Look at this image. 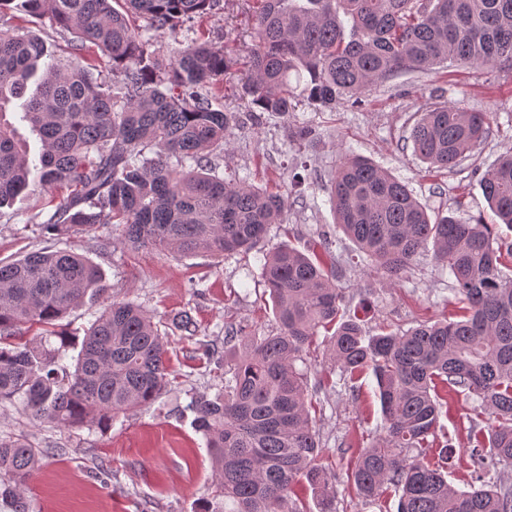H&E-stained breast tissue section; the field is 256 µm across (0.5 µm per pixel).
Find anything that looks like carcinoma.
Segmentation results:
<instances>
[{"instance_id": "obj_1", "label": "carcinoma", "mask_w": 512, "mask_h": 512, "mask_svg": "<svg viewBox=\"0 0 512 512\" xmlns=\"http://www.w3.org/2000/svg\"><path fill=\"white\" fill-rule=\"evenodd\" d=\"M124 2V11L112 3ZM223 0H0V14L47 20L69 34L61 62L25 30L0 35V113L22 101V121L41 143L36 160L0 121V205L26 190L36 172L44 190L67 191L42 231L57 238L111 225L124 244L163 253L222 258L250 252L283 222L285 197L215 174L237 114L216 108L205 88L233 60L224 46L193 43L172 57L151 50L144 33H174L224 8ZM257 41L246 60L242 97L258 123L294 110L289 77L303 78L309 104L332 108L406 71L512 67V0H258ZM145 22L132 25L134 19ZM105 52L103 73L80 65ZM490 113L439 102L419 114L408 141L430 169L451 171L483 141ZM483 194L512 228V152L480 177ZM336 227L389 281L433 247L453 278L460 312L408 330L368 336L344 317L336 273L290 246L258 257L279 331L244 336L227 327L224 346L239 353L224 370V390L189 408L208 442L224 498L234 512H303L288 493L304 479L333 512L336 484L317 464L321 443L310 415L305 375L296 363L325 332L340 379L354 390L373 371L384 431L359 449L350 473L357 495H399L398 512H512V485L461 491L439 463L404 451L434 447L447 395L475 396L493 424L472 426L469 455L477 480L512 463V274L490 224L454 213L430 216L408 186L369 159L342 158L330 179ZM107 300L75 342L56 323L87 294ZM47 328L36 343H15L26 325ZM60 340L55 347L51 338ZM76 351L74 370L65 352ZM169 383L168 350L139 305L114 302L100 269L69 250L32 251L0 262V403L63 428L112 426L151 405ZM40 453L0 438V498L28 512L27 485Z\"/></svg>"}]
</instances>
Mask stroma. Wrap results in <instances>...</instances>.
<instances>
[{"instance_id": "35a3bbf8", "label": "stroma", "mask_w": 512, "mask_h": 512, "mask_svg": "<svg viewBox=\"0 0 512 512\" xmlns=\"http://www.w3.org/2000/svg\"><path fill=\"white\" fill-rule=\"evenodd\" d=\"M23 27L61 55L66 37L49 21L21 13L0 19V33ZM255 17L246 0H224L215 14L186 25L176 34L150 32L153 50L171 56L187 44L207 39L223 45L231 56L244 57L254 40ZM237 77H226L217 102L241 113L239 126L218 160L225 179L267 187L288 198L283 223L271 225L266 246L287 243L309 252L329 239L326 263L337 272L345 296L346 316L364 330H406L425 320L454 315L458 306L447 269L423 254L389 284L355 245L336 230L327 188L340 157L356 153L372 159L408 183L429 212H455L470 223H495L479 176L512 151V67L439 68L405 72L362 94L360 103L343 99L334 110L321 111L300 102L287 116L268 115L253 124L247 103L237 94ZM459 104L491 115L485 142L454 171H426L407 142L417 113L434 102ZM311 126L310 143L290 141L288 131ZM54 194L33 186L11 205L0 208V260L10 261L32 250H72L87 255L103 271L114 299L146 310L168 343L171 383L148 408L128 414L101 430L93 426L67 430L32 419L20 407L0 403V438H21L36 449H52L30 479V512H202L223 506L207 443L196 432L188 404L192 394H216L224 373L201 351L204 343L224 346V329L232 325L250 336L276 334L272 303L260 277L255 254L221 260L197 254L180 257L151 249L132 250L113 236L95 242L80 233L57 241L41 235L35 214L53 210ZM196 322L195 335L176 325L182 314ZM303 370L316 407L322 445L320 463L336 480V512H397L396 495L374 504L362 502L348 481L355 450L378 437L383 423L372 372L357 380V395L337 386L339 371L324 340L310 347ZM448 413L440 420V436L456 454L448 463V481L459 490L472 482L466 450L472 424L487 427L489 417L465 393L447 396Z\"/></svg>"}]
</instances>
